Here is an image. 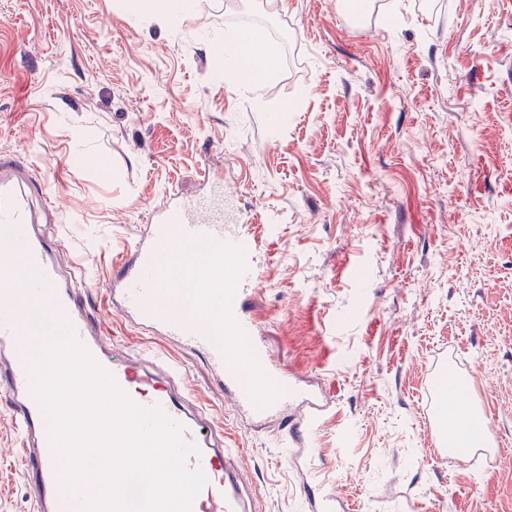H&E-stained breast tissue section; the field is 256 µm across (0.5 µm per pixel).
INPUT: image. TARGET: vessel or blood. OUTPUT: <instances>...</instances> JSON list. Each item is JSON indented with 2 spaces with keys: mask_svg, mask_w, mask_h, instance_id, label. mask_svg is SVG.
<instances>
[{
  "mask_svg": "<svg viewBox=\"0 0 512 512\" xmlns=\"http://www.w3.org/2000/svg\"><path fill=\"white\" fill-rule=\"evenodd\" d=\"M199 176L209 189L193 197L169 190L122 255L106 283L108 304L136 331L159 336L203 356L213 377L230 392L237 412L262 421L285 417L295 448L290 461L313 460L307 434L323 406L302 396L256 336L244 301L258 276V249L239 216H226L224 187L209 167ZM31 165L0 154V397L21 440L20 464L33 512H89L80 484L66 475L53 445L51 420L30 377L31 344L25 339L16 295L66 323L81 346L107 371L128 399L160 406L197 451L187 458L207 483L190 512H253L241 470L209 408L193 397L182 367L146 351H116L89 301L88 283L61 269L39 233L28 199L36 185ZM197 249L183 264V249ZM217 316L219 325L209 322ZM458 422L429 421L438 446H452Z\"/></svg>",
  "mask_w": 512,
  "mask_h": 512,
  "instance_id": "obj_1",
  "label": "vessel or blood"
}]
</instances>
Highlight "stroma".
<instances>
[{
    "mask_svg": "<svg viewBox=\"0 0 512 512\" xmlns=\"http://www.w3.org/2000/svg\"><path fill=\"white\" fill-rule=\"evenodd\" d=\"M0 0V152L29 159L61 265L105 285L169 188L204 162L258 247L249 311L271 359L330 402L314 467L350 512H512V0ZM264 20L275 65L226 82L224 38ZM255 512H302L288 429L251 426L182 353ZM470 391L481 464L427 438L428 382ZM0 400V512H31ZM125 7L134 14H152L170 22L185 10L184 0H126Z\"/></svg>",
    "mask_w": 512,
    "mask_h": 512,
    "instance_id": "obj_1",
    "label": "stroma"
}]
</instances>
